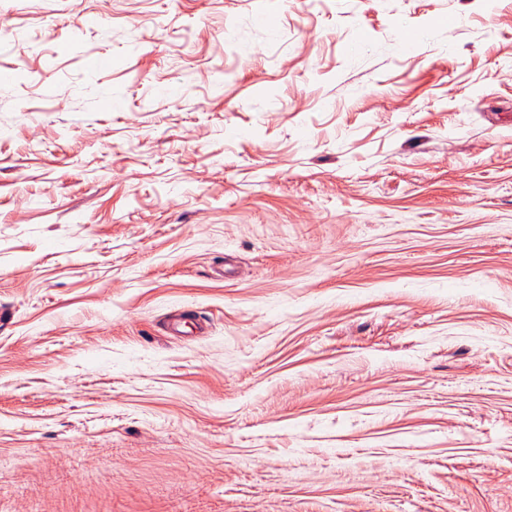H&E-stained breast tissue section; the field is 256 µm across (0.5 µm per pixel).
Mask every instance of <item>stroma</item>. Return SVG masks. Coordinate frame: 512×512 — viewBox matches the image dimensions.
<instances>
[{
	"label": "stroma",
	"instance_id": "obj_1",
	"mask_svg": "<svg viewBox=\"0 0 512 512\" xmlns=\"http://www.w3.org/2000/svg\"><path fill=\"white\" fill-rule=\"evenodd\" d=\"M0 512H512V0H0Z\"/></svg>",
	"mask_w": 512,
	"mask_h": 512
}]
</instances>
